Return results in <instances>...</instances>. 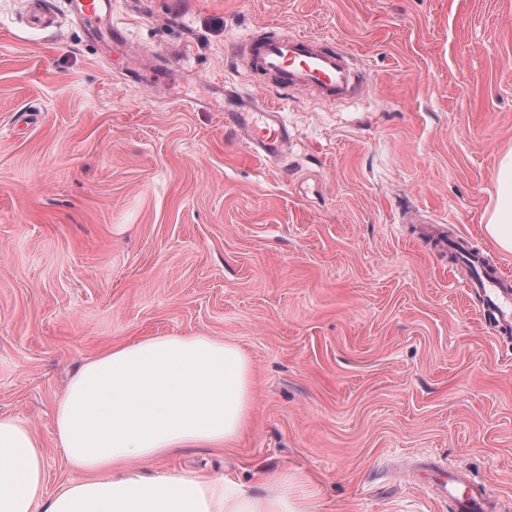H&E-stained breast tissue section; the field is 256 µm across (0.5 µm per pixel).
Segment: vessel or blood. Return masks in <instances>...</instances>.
<instances>
[{
    "instance_id": "b4317fda",
    "label": "vessel or blood",
    "mask_w": 512,
    "mask_h": 512,
    "mask_svg": "<svg viewBox=\"0 0 512 512\" xmlns=\"http://www.w3.org/2000/svg\"><path fill=\"white\" fill-rule=\"evenodd\" d=\"M111 0H75L77 16L91 24H110ZM232 51L242 64L258 76L273 77V93H304L319 100L341 104L356 99L362 92L360 75L352 54L338 43L285 32L277 36L254 34L234 40ZM112 56L117 69H132L135 59L120 30L112 32ZM227 124L241 131L248 147L275 159L285 156L292 142L278 107L260 101L240 104L226 113ZM471 288L484 299L487 320L512 328V279L491 274L473 278ZM461 478L448 469L434 476L435 494L452 498L457 512H483L484 491L470 485L459 490Z\"/></svg>"
}]
</instances>
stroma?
I'll list each match as a JSON object with an SVG mask.
<instances>
[{"label":"stroma","instance_id":"35a3bbf8","mask_svg":"<svg viewBox=\"0 0 512 512\" xmlns=\"http://www.w3.org/2000/svg\"><path fill=\"white\" fill-rule=\"evenodd\" d=\"M42 3L35 28L0 0V416L34 430L49 489L72 476L54 410L80 365L201 334L249 355L250 429L158 469L279 465L316 512H452L435 463L512 512V336L436 243L512 276L483 230L512 148V0H115L132 49L196 76L155 90L114 74L69 0ZM283 26L348 48L368 95L260 89L227 46ZM224 83L280 106L287 157L225 124Z\"/></svg>","mask_w":512,"mask_h":512}]
</instances>
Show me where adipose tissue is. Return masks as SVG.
<instances>
[{
  "instance_id": "obj_1",
  "label": "adipose tissue",
  "mask_w": 512,
  "mask_h": 512,
  "mask_svg": "<svg viewBox=\"0 0 512 512\" xmlns=\"http://www.w3.org/2000/svg\"><path fill=\"white\" fill-rule=\"evenodd\" d=\"M487 237L512 253V151L496 174ZM254 408L250 358L205 335H159L88 359L55 406L59 448L76 477L45 493L42 444L22 420L0 417V512H314L301 472L260 471L258 485L219 477L144 473L141 462L182 448H232Z\"/></svg>"
}]
</instances>
